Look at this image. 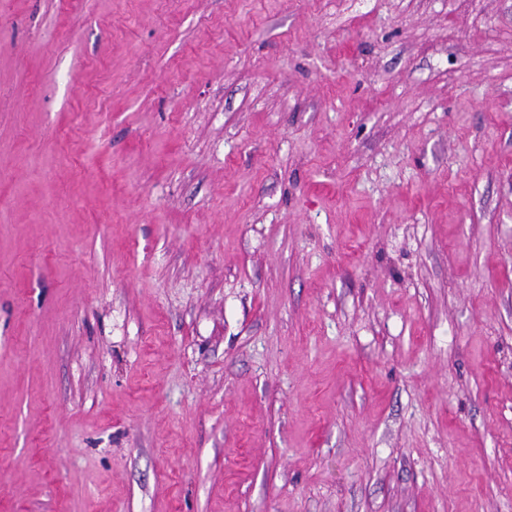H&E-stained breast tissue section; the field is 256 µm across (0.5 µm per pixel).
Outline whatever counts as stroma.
<instances>
[{
	"instance_id": "obj_1",
	"label": "stroma",
	"mask_w": 512,
	"mask_h": 512,
	"mask_svg": "<svg viewBox=\"0 0 512 512\" xmlns=\"http://www.w3.org/2000/svg\"><path fill=\"white\" fill-rule=\"evenodd\" d=\"M0 512H512V0H0Z\"/></svg>"
}]
</instances>
